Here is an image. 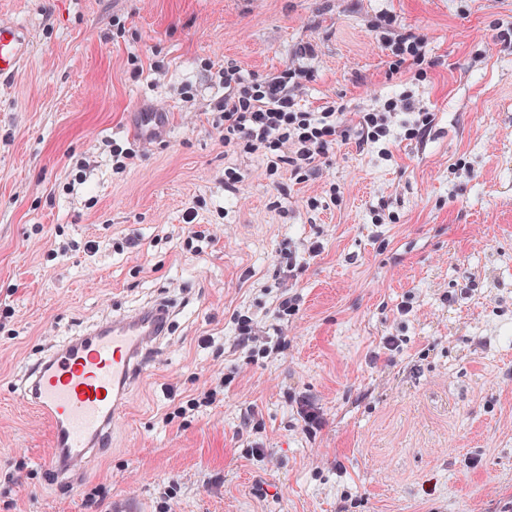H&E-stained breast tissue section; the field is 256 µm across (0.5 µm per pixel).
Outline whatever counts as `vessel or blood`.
<instances>
[{"label": "vessel or blood", "mask_w": 512, "mask_h": 512, "mask_svg": "<svg viewBox=\"0 0 512 512\" xmlns=\"http://www.w3.org/2000/svg\"><path fill=\"white\" fill-rule=\"evenodd\" d=\"M30 52L26 29L0 22V81L16 79ZM170 315L167 304L156 303L110 316L26 372L20 395L49 425L57 477H71L110 444L125 398L144 372L146 343L166 334Z\"/></svg>", "instance_id": "obj_1"}]
</instances>
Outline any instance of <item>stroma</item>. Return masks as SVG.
Wrapping results in <instances>:
<instances>
[{
	"label": "stroma",
	"instance_id": "35a3bbf8",
	"mask_svg": "<svg viewBox=\"0 0 512 512\" xmlns=\"http://www.w3.org/2000/svg\"><path fill=\"white\" fill-rule=\"evenodd\" d=\"M383 9L425 35L437 62L415 84L436 114L426 147L394 136L387 161L344 144L320 178L281 195L261 158L225 155L208 108L225 59L265 75L310 40L306 108L355 112L398 93L368 28ZM0 20L34 38L18 79L0 82V310L12 312L0 318V469L29 466L20 487L0 486V512H90L83 496L99 484L98 512H155L172 481L176 512H501L512 501V48L491 37L512 24V0H0ZM150 108L168 113L165 137L114 175L108 142L133 140ZM228 166L245 174L234 198ZM332 186L341 206L311 213ZM382 201L396 222L373 223ZM191 211L216 235L197 252L178 243ZM126 238L141 247L113 251ZM312 241L323 249L303 259L287 349L245 364L233 312L272 323L277 255ZM160 299L176 305L170 334L111 448L62 489L17 375L62 339ZM391 334L403 339L393 351ZM230 372L223 403L164 422L174 398ZM302 398L319 411L312 435ZM249 409L262 433L245 431ZM255 441L264 458L249 454Z\"/></svg>",
	"mask_w": 512,
	"mask_h": 512
}]
</instances>
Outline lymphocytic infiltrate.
I'll return each mask as SVG.
<instances>
[{"label": "lymphocytic infiltrate", "instance_id": "f902f5d3", "mask_svg": "<svg viewBox=\"0 0 512 512\" xmlns=\"http://www.w3.org/2000/svg\"><path fill=\"white\" fill-rule=\"evenodd\" d=\"M371 30L387 50L393 73L405 69L413 77H421L428 62L425 36L401 27L396 15L387 12L377 16ZM315 58L312 42L297 43L291 60L263 77L246 73L237 60H225L218 72L222 93L210 105L225 153L260 157L269 177L285 173L301 184L320 176L323 164L340 142L354 141L361 151L387 145L398 118L403 121L404 139L427 144L436 115L409 87L380 105L356 112L333 104L314 110L303 108L301 101L313 76ZM299 310L297 296L283 292L277 299L272 326L260 325L248 313H236L235 348L250 359L268 353L269 335H283L285 324Z\"/></svg>", "mask_w": 512, "mask_h": 512}]
</instances>
